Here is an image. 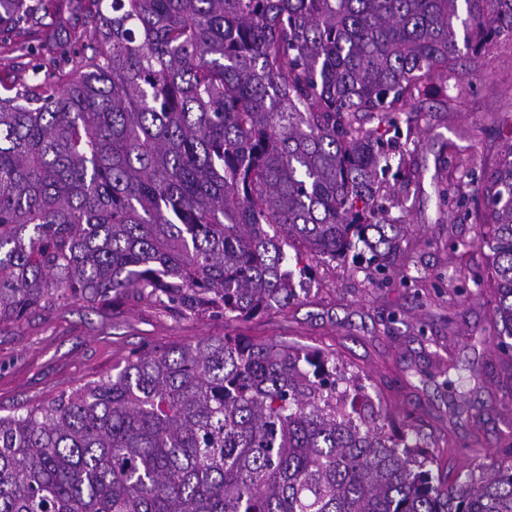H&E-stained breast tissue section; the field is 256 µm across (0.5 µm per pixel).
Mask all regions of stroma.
Segmentation results:
<instances>
[{
  "label": "stroma",
  "instance_id": "1",
  "mask_svg": "<svg viewBox=\"0 0 512 512\" xmlns=\"http://www.w3.org/2000/svg\"><path fill=\"white\" fill-rule=\"evenodd\" d=\"M446 95L416 100L417 122L401 124L413 142L404 164L382 175L383 190L406 188L403 208L418 246L386 259L399 278L384 286L368 276L372 257L356 245L346 259L319 260L311 282L287 309L247 322L178 317L126 298L91 310L73 302L0 326V414L36 405L79 383L114 373L132 353L204 336H252L336 352L367 377L395 416L413 412L441 471L498 454L512 431L492 363L486 307L477 301L424 300L402 275L449 276V237L473 240L477 227L440 202L456 159L481 170L500 150L497 123L512 111V40L491 46L479 71L449 72Z\"/></svg>",
  "mask_w": 512,
  "mask_h": 512
}]
</instances>
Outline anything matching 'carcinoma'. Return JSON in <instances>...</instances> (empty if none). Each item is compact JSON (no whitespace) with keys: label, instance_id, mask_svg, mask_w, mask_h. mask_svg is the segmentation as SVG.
Segmentation results:
<instances>
[{"label":"carcinoma","instance_id":"cac0c4a2","mask_svg":"<svg viewBox=\"0 0 512 512\" xmlns=\"http://www.w3.org/2000/svg\"><path fill=\"white\" fill-rule=\"evenodd\" d=\"M69 15L91 54L58 89L53 38L16 33ZM502 36L512 0H0V43L44 71L0 97V324L128 296L248 321L311 260L390 250L409 227L378 170L405 162L402 114ZM497 134L441 200L486 199L479 237L448 241V293L493 297L512 404V121ZM427 447L336 356L206 336L0 415V512H512V444L453 479Z\"/></svg>","mask_w":512,"mask_h":512}]
</instances>
